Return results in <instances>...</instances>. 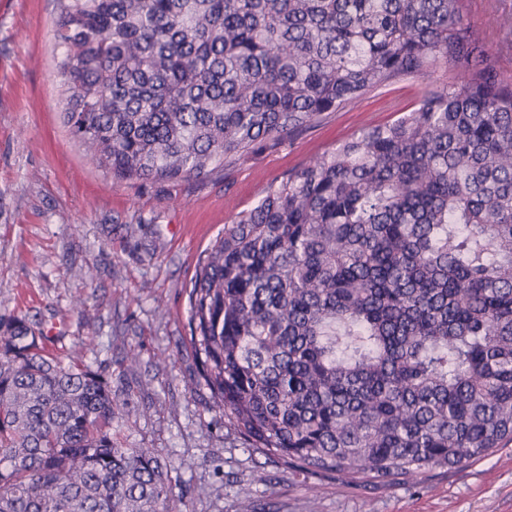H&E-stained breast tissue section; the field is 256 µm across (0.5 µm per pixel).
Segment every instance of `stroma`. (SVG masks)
Instances as JSON below:
<instances>
[{"mask_svg":"<svg viewBox=\"0 0 512 512\" xmlns=\"http://www.w3.org/2000/svg\"><path fill=\"white\" fill-rule=\"evenodd\" d=\"M61 8L0 0V314L26 317L49 353L80 350L105 371L126 401L115 422L123 443L170 463L182 512H512V445L412 481L350 482L269 460L214 408L190 344L188 291L225 225L288 170L412 110L425 79L369 91L204 179L116 181L62 120ZM465 12L512 77V53L493 23L512 13V0H466ZM77 296L87 316L73 311Z\"/></svg>","mask_w":512,"mask_h":512,"instance_id":"obj_1","label":"stroma"}]
</instances>
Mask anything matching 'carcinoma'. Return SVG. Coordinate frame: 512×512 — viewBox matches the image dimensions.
I'll return each mask as SVG.
<instances>
[{
    "label": "carcinoma",
    "instance_id": "carcinoma-1",
    "mask_svg": "<svg viewBox=\"0 0 512 512\" xmlns=\"http://www.w3.org/2000/svg\"><path fill=\"white\" fill-rule=\"evenodd\" d=\"M465 0H64V124L119 181L179 183L404 77L416 108L269 185L200 258L214 407L294 468L414 478L512 442V82ZM463 71L444 78L448 66ZM0 317V512H179L124 402Z\"/></svg>",
    "mask_w": 512,
    "mask_h": 512
}]
</instances>
